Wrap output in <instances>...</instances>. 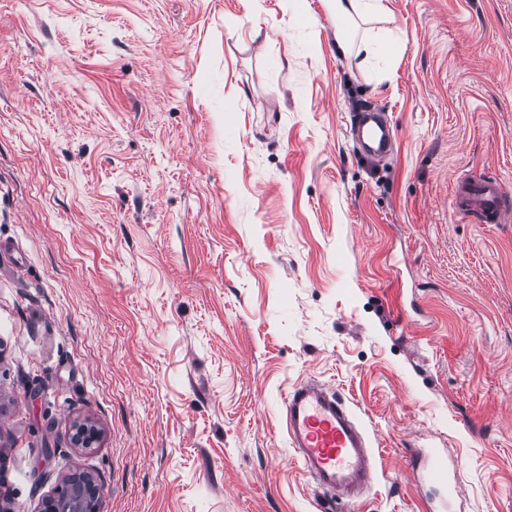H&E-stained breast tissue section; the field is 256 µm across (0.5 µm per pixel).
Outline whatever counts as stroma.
<instances>
[{"mask_svg":"<svg viewBox=\"0 0 512 512\" xmlns=\"http://www.w3.org/2000/svg\"><path fill=\"white\" fill-rule=\"evenodd\" d=\"M0 0V502L93 474L103 512H512V0ZM377 105L396 149L358 151ZM333 386L380 475L329 507L283 425ZM93 420L98 447L65 424ZM336 17L348 20L353 14L371 16L378 11L377 0H331ZM509 188L498 181L457 180L455 203L460 213L478 224H500L505 219L504 201ZM448 455L446 448H425L417 467V477L440 493L434 508L437 512H453L455 501L460 496L458 475L461 465L458 458L453 459L450 469Z\"/></svg>","mask_w":512,"mask_h":512,"instance_id":"1","label":"stroma"}]
</instances>
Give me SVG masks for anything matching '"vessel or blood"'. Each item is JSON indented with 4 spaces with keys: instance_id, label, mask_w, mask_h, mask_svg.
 Masks as SVG:
<instances>
[{
    "instance_id": "obj_1",
    "label": "vessel or blood",
    "mask_w": 512,
    "mask_h": 512,
    "mask_svg": "<svg viewBox=\"0 0 512 512\" xmlns=\"http://www.w3.org/2000/svg\"><path fill=\"white\" fill-rule=\"evenodd\" d=\"M374 107L358 110V135L368 144L365 156L373 162L386 157L390 130ZM512 190L498 181L459 180L454 185L460 213L478 224H499L505 218L504 201ZM288 444L302 473L314 481L329 501H337L369 488L377 478L375 450L353 410L345 400L315 380L289 390L285 400ZM459 460L444 448H427L420 455L417 476L439 492L436 512H452L460 495Z\"/></svg>"
}]
</instances>
